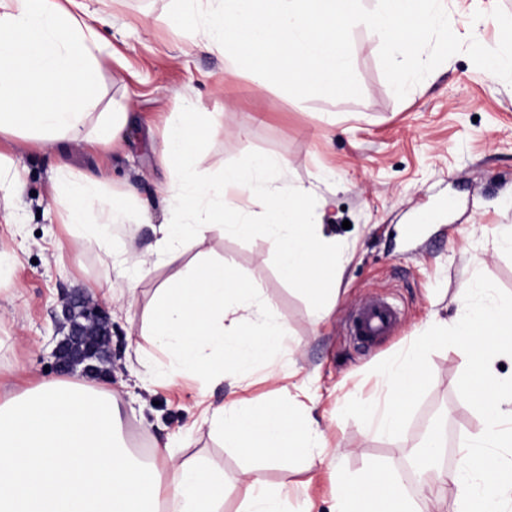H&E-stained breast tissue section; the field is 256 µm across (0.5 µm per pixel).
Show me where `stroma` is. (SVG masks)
Masks as SVG:
<instances>
[{"instance_id": "stroma-1", "label": "stroma", "mask_w": 512, "mask_h": 512, "mask_svg": "<svg viewBox=\"0 0 512 512\" xmlns=\"http://www.w3.org/2000/svg\"><path fill=\"white\" fill-rule=\"evenodd\" d=\"M461 39L496 46L498 24L478 18L512 0H442ZM103 17L104 49L98 79L102 106L126 104L130 122L119 142L99 148L81 141L45 145L0 136V152L27 169L18 194H0V395L54 379L53 351L64 291L81 289L109 308L112 376L108 385L121 409V431L130 449L151 452L170 442L175 458L198 457L224 470V510L237 512L244 471L262 470L273 486L290 491L288 512H331L336 472L359 475L371 465L409 469L416 444L430 430L459 443L477 433L482 419L464 401L468 350L442 340L426 355L428 377L406 408L395 435L366 432L359 399L380 395L379 375L416 336L452 322L459 287L472 275L489 286V300H512V251L499 231L512 226V85L473 65L465 54L445 61L404 99L385 79L380 44L362 24L352 30V62L361 98L300 100L273 84L257 85L250 72L226 77L223 56L191 49L168 16L171 0H80ZM224 122L208 129L195 148L202 180L218 181L224 167L265 154L287 159L290 183L311 187L324 204V230L344 255L336 310L314 324L304 287L284 280L262 234H232L212 242L246 274L291 333V351L248 373L207 384L185 376L157 384L135 349L155 351L142 329L154 293L172 272L161 266L143 278L131 311L111 306L125 293L132 271L99 288L102 253L96 243L56 245L65 229L51 200L50 178L59 161L101 181L107 195L124 199L130 223L114 227L112 249H149L154 225L170 213L158 197L168 173L158 160L160 114L180 111L185 100ZM393 303L400 319L390 333L361 347L347 333L353 312L373 297ZM231 399L250 404L288 401L314 409L325 435L314 469L303 462L269 466L243 448H229L202 421L208 406Z\"/></svg>"}]
</instances>
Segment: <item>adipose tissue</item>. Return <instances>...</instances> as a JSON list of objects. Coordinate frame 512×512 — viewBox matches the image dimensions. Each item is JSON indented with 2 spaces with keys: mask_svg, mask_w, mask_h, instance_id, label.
<instances>
[{
  "mask_svg": "<svg viewBox=\"0 0 512 512\" xmlns=\"http://www.w3.org/2000/svg\"><path fill=\"white\" fill-rule=\"evenodd\" d=\"M0 32L17 34L19 46L0 49V135L35 130L43 143L61 137L110 145L127 120L123 112H102L97 78L100 34L95 17L61 6L59 0H0ZM204 128L198 113L164 117L161 163L169 177L161 192L174 213L156 227L152 252L113 254L109 232L127 221L123 200L107 198L98 183L59 164L53 202L73 240L94 241L104 272L123 267L151 273L174 261L184 247H199L226 234L248 235L254 226L246 203L261 199L264 228L279 257L282 276L308 283L341 270L336 240L326 235L317 201L301 186L283 181V158L258 157L224 168L218 184L200 180L192 150ZM477 278L459 289L463 309L452 334L470 347L486 340L494 356L472 360L473 386L465 395L483 426L460 443L451 475L457 512H496L512 491V380H501L498 358L512 359V302L479 303L485 291ZM435 334L420 336L385 368L379 382L383 402L360 401L364 427L392 434L403 424L402 407L424 384L425 355ZM117 399L106 381L82 372L41 382L0 398V512H223L224 473L204 461L177 460L167 445L142 455L120 445ZM206 419L223 442L253 448L266 460L311 459L321 437L318 422L287 404L261 408L224 404ZM240 512H285L287 488H271L259 472L246 471ZM332 512H420L398 471L378 466L358 476H336Z\"/></svg>",
  "mask_w": 512,
  "mask_h": 512,
  "instance_id": "1",
  "label": "adipose tissue"
}]
</instances>
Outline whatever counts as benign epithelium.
Here are the masks:
<instances>
[{"label": "benign epithelium", "instance_id": "benign-epithelium-1", "mask_svg": "<svg viewBox=\"0 0 512 512\" xmlns=\"http://www.w3.org/2000/svg\"><path fill=\"white\" fill-rule=\"evenodd\" d=\"M85 315L100 328L101 334L112 338V322L108 312L98 303L79 291L67 293L61 299V316L69 329L54 349L55 366L58 372L68 373L78 364L88 374L100 372L98 364L112 361L111 345L100 346L85 339L80 315Z\"/></svg>", "mask_w": 512, "mask_h": 512}]
</instances>
